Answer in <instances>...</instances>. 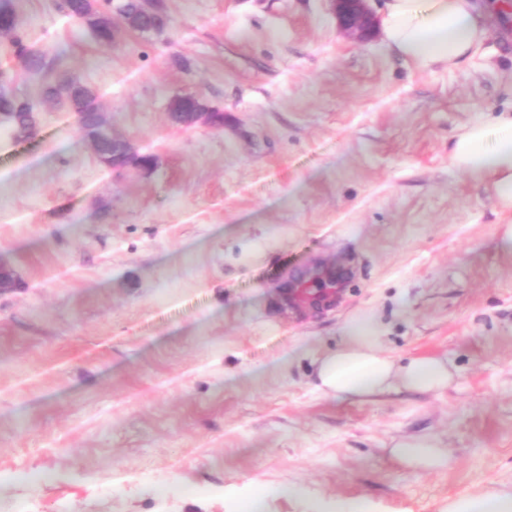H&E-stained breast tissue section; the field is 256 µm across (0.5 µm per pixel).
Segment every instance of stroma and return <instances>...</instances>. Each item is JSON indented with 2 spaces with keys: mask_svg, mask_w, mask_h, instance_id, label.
Instances as JSON below:
<instances>
[{
  "mask_svg": "<svg viewBox=\"0 0 512 512\" xmlns=\"http://www.w3.org/2000/svg\"><path fill=\"white\" fill-rule=\"evenodd\" d=\"M160 33L100 46L60 0H11L150 170L100 164L68 108L0 121V512H448L512 488V253L489 186L448 152L512 111V8L457 69L345 39L328 0H164ZM224 123L178 130L173 97ZM341 269L339 299L284 283ZM373 316L398 362L447 360L439 393L324 395L315 361ZM407 438L447 448L414 472ZM49 481H27L29 473ZM316 293H311L308 288H293L291 295H288V300L295 306L304 303H312L317 306L329 304L331 300L336 297L338 288H320ZM394 458L406 468L419 472L448 465V452L428 439H409L393 449ZM301 488L295 484L284 483L279 485L274 490L271 489H260L257 490L249 504L246 511L248 512H266L267 509V497L271 494H276L280 497H294L300 494Z\"/></svg>",
  "mask_w": 512,
  "mask_h": 512,
  "instance_id": "obj_1",
  "label": "stroma"
}]
</instances>
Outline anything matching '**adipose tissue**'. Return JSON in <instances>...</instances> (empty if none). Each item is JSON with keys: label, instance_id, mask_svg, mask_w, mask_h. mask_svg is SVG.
Segmentation results:
<instances>
[{"label": "adipose tissue", "instance_id": "ef3b65f1", "mask_svg": "<svg viewBox=\"0 0 512 512\" xmlns=\"http://www.w3.org/2000/svg\"><path fill=\"white\" fill-rule=\"evenodd\" d=\"M494 0L476 7L472 0H389L381 17L387 45L424 68L454 69L472 58L487 40ZM449 156L462 174L486 182L502 211L512 210V113L493 122L477 121L457 134ZM345 340L317 366V388L350 399L376 395L393 383L416 391L437 392L448 386L452 372L444 360L413 359L396 365L383 349L379 326L371 316L346 324ZM406 468L419 472L444 467L448 453L428 439H409L392 450Z\"/></svg>", "mask_w": 512, "mask_h": 512}]
</instances>
